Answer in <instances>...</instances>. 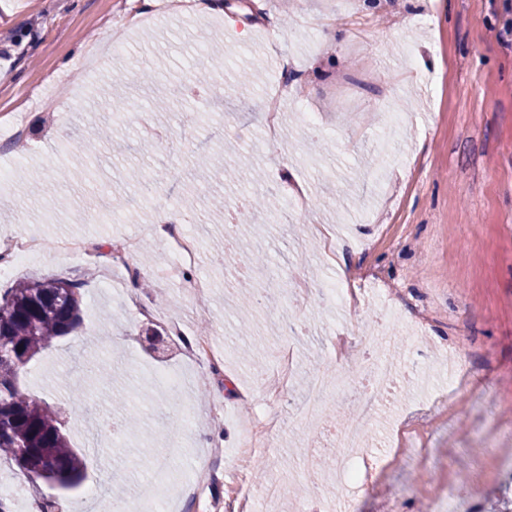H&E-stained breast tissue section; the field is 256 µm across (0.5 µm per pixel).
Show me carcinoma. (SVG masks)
Here are the masks:
<instances>
[{"label":"carcinoma","instance_id":"cac0c4a2","mask_svg":"<svg viewBox=\"0 0 512 512\" xmlns=\"http://www.w3.org/2000/svg\"><path fill=\"white\" fill-rule=\"evenodd\" d=\"M81 305L80 284L61 277L17 281L0 295V456L26 457L41 469L39 479L59 489L83 482L85 456L58 413L19 390V377L54 340L79 329Z\"/></svg>","mask_w":512,"mask_h":512}]
</instances>
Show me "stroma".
<instances>
[{"label": "stroma", "instance_id": "1", "mask_svg": "<svg viewBox=\"0 0 512 512\" xmlns=\"http://www.w3.org/2000/svg\"><path fill=\"white\" fill-rule=\"evenodd\" d=\"M144 0H0V115L26 114L25 150L0 141V237L27 236L46 247L11 280L61 275L83 284V323L53 342L20 379L23 393L62 414L72 447L87 459L82 487L64 492L39 483L36 498L58 512H100L89 486L123 493L142 512L166 500L189 512L184 482L198 459L209 476L212 512H226L234 480L232 453L247 424L263 416L254 365L275 369L289 348L280 433L255 453L261 478L249 496L278 482L276 503L256 512H292L308 477L324 480L320 456L302 448L309 436L297 413L322 370L342 369L357 382L380 353L368 342L383 307L370 290L378 269L401 319L390 347L394 393L379 404L369 447L388 457L377 476L355 490L351 512H420L422 490L448 480L466 512H496L512 500V468L492 469L485 441L512 449L497 426L512 414V0H223V13L158 10L123 51L99 57L112 27ZM247 40H240L241 30ZM207 30L222 40L223 74L198 97L194 39ZM288 85L283 127L264 144L262 99ZM132 98L136 110L113 118L108 98ZM185 120L179 137L158 135ZM111 122L112 140L93 155L80 151L87 122ZM307 192L306 214L289 208L290 182ZM275 197L274 212L227 223L244 199ZM192 225L200 261L188 277L209 280L202 298L179 282L153 279L164 256L151 230L159 213ZM335 230L349 247L323 263L313 227ZM136 236L139 276L127 280L109 254ZM61 237L91 240V255L55 252ZM260 247L265 264L253 289L307 280L308 297L285 294L276 310L251 303L242 329L236 314L238 263ZM336 281L363 293L357 312L324 300ZM433 317L430 333L408 340L406 321ZM180 333H173V325ZM353 345L337 361L333 332ZM469 337L459 366L443 368L446 342ZM209 339L232 362L215 372L191 344ZM156 369L185 373L187 392L168 398ZM153 395L136 431L111 438L95 430L100 414L125 420L131 387ZM83 388L81 416L71 394ZM444 399V414L426 430V445L396 447L406 413ZM223 403V419L210 409ZM192 417L182 447L170 440L181 413ZM167 470L150 476V457Z\"/></svg>", "mask_w": 512, "mask_h": 512}]
</instances>
